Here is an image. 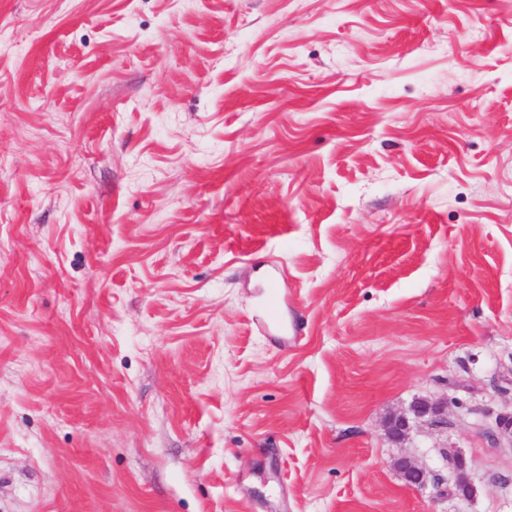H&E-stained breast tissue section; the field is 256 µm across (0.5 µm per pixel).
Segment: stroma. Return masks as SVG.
<instances>
[{
  "label": "stroma",
  "mask_w": 512,
  "mask_h": 512,
  "mask_svg": "<svg viewBox=\"0 0 512 512\" xmlns=\"http://www.w3.org/2000/svg\"><path fill=\"white\" fill-rule=\"evenodd\" d=\"M510 413L512 0H0V512H512ZM447 402L416 400L408 412L392 415L386 422V432L393 441L403 440L413 422H423L435 429L448 428ZM393 465L410 487L415 489L425 488L429 474L424 467L406 456L397 458Z\"/></svg>",
  "instance_id": "stroma-1"
}]
</instances>
